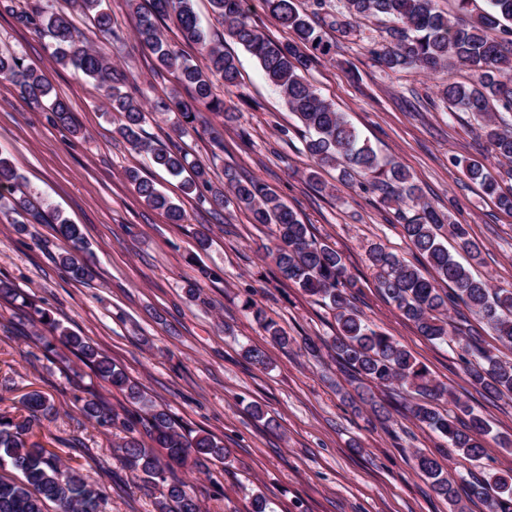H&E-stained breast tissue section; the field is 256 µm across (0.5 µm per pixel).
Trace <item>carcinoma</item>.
<instances>
[{
  "label": "carcinoma",
  "instance_id": "carcinoma-1",
  "mask_svg": "<svg viewBox=\"0 0 512 512\" xmlns=\"http://www.w3.org/2000/svg\"><path fill=\"white\" fill-rule=\"evenodd\" d=\"M56 0L33 12L19 13L25 23L49 38L51 56L74 72L94 80L102 91L109 111L119 116L117 132L135 153L145 152L152 162L170 175L180 177L186 171V158L175 143L153 145L144 136L143 125L150 113L177 115L175 131L184 135L196 120V112L204 108L222 112L224 118L233 113L215 92L213 78L223 81L225 88L238 85L239 69L235 58L224 47L211 40L202 28L193 8V0H150L149 8L138 10L135 36L155 56L153 73L171 76L175 82L193 88V101L181 98L177 90L166 97L147 101L128 91L126 71L109 62L105 53L81 43L74 34L72 14L91 15L99 33L112 30V16L102 0H65L67 8H58ZM217 19L227 35L255 56L267 80L279 91L293 112L303 134L306 147L321 166L340 170L342 179L359 177L395 204V214L403 236L416 263L400 260L382 246L368 250V261L374 270L376 288L403 316L413 322L430 340L454 344L466 365L469 382L488 395L504 391L512 393V360L504 359L496 347H487L480 334L468 327L466 317L448 320V310L464 304L471 313L497 336L498 341L512 347V289L492 288L473 276L471 265L460 263L440 240L439 230L446 228L458 248L469 259L480 262V252L472 243L468 225L447 221L445 215L423 201L421 189L399 163L385 162L350 122L336 111L301 71L318 56H329L336 50L333 33L347 36L354 31L353 20L385 17L390 46L377 50L374 56L382 69L390 71L423 70L437 72L447 66H462L476 76V83L457 82L439 89L441 99L461 112H472L486 118L484 136L499 162L510 165L512 176V124L505 118L495 120L493 112H512V0H488V9L477 11L474 0H455V10L443 12L437 0H342V6L326 9V0H311V10L301 9L295 0H264L270 16L294 35V42L283 43L266 37L252 21L245 0H210ZM173 19L182 43L197 47L201 62L187 58L166 41L158 22ZM0 78L11 81L21 96L39 105L49 94V84L35 68L20 63L8 50H0ZM465 163L470 180L479 183L484 192L495 198L500 209L512 213V189L503 191L499 183L487 175L484 165L470 159ZM126 178L138 196L150 207L166 212L174 224L184 222V210L171 202L152 180L139 169L126 170ZM184 193L216 210L233 206L248 211L256 224L275 226L276 246L272 257L281 276L293 282L306 294L327 302L336 311V334L323 341L348 373L353 387L351 399L358 409H366L376 420L390 419L388 410L378 404L373 389L389 388L396 396L406 393L416 399L411 414L448 442L454 452L474 462L483 456L484 439L492 432L487 421L466 402L451 400L455 411L441 412L434 402L448 395V388L435 381L428 369L392 337L371 327L350 300L357 287L343 255L331 245L316 239L308 224L261 181L242 179L230 169L224 170V185L214 186L205 169L195 166L185 178ZM21 190L19 176L0 152V213L12 224H30L43 220L37 203L23 196L9 199L5 194ZM59 233L71 242L72 250L61 257L64 273L75 280L92 274L87 263L78 256L83 241L78 228L59 221ZM427 263L441 280L452 285L445 290L428 279L420 270ZM26 320L41 327L39 340L47 360L65 362L57 344L66 346L90 368L97 378L127 392L137 410L118 412L102 401L95 392L84 389L75 396L81 414L102 428H122L126 435L118 444L119 460L129 471L147 483L167 484V494L157 503L158 512H201L196 499L176 480L167 483L174 466L192 463L208 468L216 457H227L228 451L210 434L195 437L185 434L170 415L158 408L132 384L125 372L105 354L62 328L49 310L32 301L25 302ZM28 417L16 421L0 415V468L16 473L12 478L0 476V512H46L47 503L55 512H103L106 494L78 469L65 466L59 456L32 440L34 426L53 410L42 392L33 390L23 396ZM149 441H144L142 436ZM420 471L430 480L432 489L464 512L460 494L486 502L488 512H512V482L504 476H478L472 472L461 477V484L444 474L437 459L414 452Z\"/></svg>",
  "mask_w": 512,
  "mask_h": 512
}]
</instances>
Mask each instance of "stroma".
<instances>
[{"instance_id": "35a3bbf8", "label": "stroma", "mask_w": 512, "mask_h": 512, "mask_svg": "<svg viewBox=\"0 0 512 512\" xmlns=\"http://www.w3.org/2000/svg\"><path fill=\"white\" fill-rule=\"evenodd\" d=\"M106 4L114 36L101 37L79 13L73 16L76 32L123 65L149 97L165 96L172 84L153 76L154 56L134 38L133 9L126 0ZM194 4L210 34L238 59L239 85L215 89L238 118L228 122L202 111L198 133L182 138L180 147L214 184H223L229 166L280 196L319 241L343 254L358 279L352 302L363 318L489 421L492 436L480 462L455 456L444 461L445 471L455 478L476 467L512 475V395L481 396L458 349L422 336L375 286L367 261L372 245L413 258L392 208L371 188L317 167L297 118L256 59L225 36L209 0ZM18 11V0H0V49L41 71L53 94L68 104L72 125H57L46 107L0 79V151L21 174L24 191L79 226L87 243L83 257L96 276L83 283L64 275L58 258L69 244L53 218L17 226L0 215V279L112 358L185 431L211 434L229 448L232 466L215 459L205 472L177 470L202 512H248L255 490L273 512H451L413 459L416 450L435 451L443 440L407 413L394 415L388 427L358 413L345 396L347 376L334 353L304 350L302 338L335 335L336 320L333 311L280 277L271 256L273 226L252 223L247 211L233 207L214 217L183 194L179 180L151 167L146 154L130 151L94 83L58 65L45 39L17 20ZM385 27L380 18L363 21L359 31L337 38L334 58H320L304 76L381 156L409 171L426 202L469 225L482 251L475 275L512 289V216L453 160H484L500 179L505 170L490 152L481 118L451 111L437 96L438 86L468 80L469 73L382 71L373 52L383 45ZM131 166L182 206L185 223H170L163 211L140 200L125 177ZM312 171L318 175L314 184L307 180ZM191 284L197 288L192 298L186 294ZM248 301L288 331L294 344L273 345L245 309ZM34 333L19 301L0 299V413L24 419L23 395L45 393L54 410L35 427V440L52 448L57 439L78 436L81 449L65 448L61 455L106 489V512H155L160 487L123 467L120 431L88 423L74 405L79 390L68 371L40 359ZM245 346L265 350L271 368L247 363ZM253 404L268 411L269 421L250 415ZM215 475L221 488L211 484Z\"/></svg>"}]
</instances>
